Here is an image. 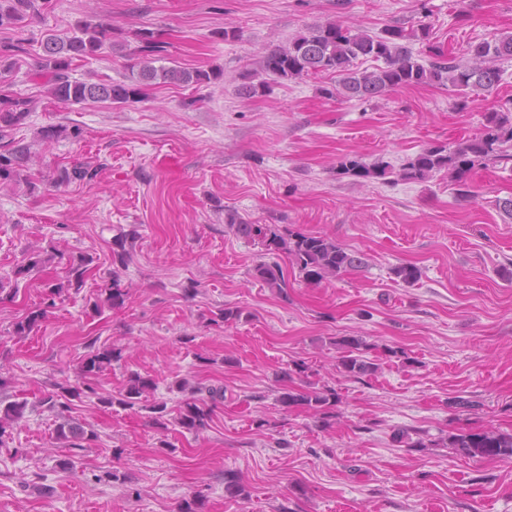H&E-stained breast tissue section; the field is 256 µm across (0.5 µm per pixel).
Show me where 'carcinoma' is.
I'll use <instances>...</instances> for the list:
<instances>
[{
  "label": "carcinoma",
  "instance_id": "1",
  "mask_svg": "<svg viewBox=\"0 0 512 512\" xmlns=\"http://www.w3.org/2000/svg\"><path fill=\"white\" fill-rule=\"evenodd\" d=\"M40 0H0V27L22 28L40 11ZM114 26L87 16L75 24L73 33L66 36L47 35L44 43L45 55L39 62L40 71L49 76L48 93L55 101L64 104H79L91 101H110L115 104H131L142 101L150 86L161 79L174 84H208L219 78L212 70L187 69L182 67H155L164 60L165 42L155 32L141 29L135 33L137 56L136 70L123 82L88 84L70 79L72 63L94 57L105 46H112ZM426 44L427 60L415 55L413 44ZM26 52L22 41L0 44V74L11 72L19 54ZM378 62L372 70H359L358 60ZM512 60V32L502 33L490 41L469 45L460 58L445 53L440 47L429 44V28L422 25L407 29L389 25L377 35H370L358 28L337 21L315 24L290 37L280 46L267 50L259 61V69L242 76L239 95L252 99L266 93L269 82L266 77L281 80H296L308 75L328 74L334 84L321 88L328 98L356 100L362 103L383 97L400 88L422 84L445 87L458 97L456 106L467 108L474 98L493 93L501 84L503 70L499 62ZM33 111L29 98L0 97V187L9 186L21 179V172L30 160V148L8 138L7 130L23 124ZM512 99L499 103L485 115L483 131L470 139L454 142L448 146H430L407 158L399 168L379 160L370 165L357 157L345 156L336 163V173L359 179L387 180L395 176L404 181H426L442 173L448 176L454 194L461 200L473 198L474 192L469 174L483 168L512 160ZM102 167L84 163L71 168H56L52 182L66 186L74 181L91 183L98 179ZM228 224L237 235L258 242L271 256L253 267V277L279 294L286 293V281L278 258L285 257L298 269L303 279L317 285L328 279H336L344 273L366 265L364 254L349 251L335 240L323 234L293 232L287 228H272L267 224H248L233 213L227 214ZM93 258H81L65 263V275L55 283L46 285L42 304L27 313L13 326V334L27 336L39 329L47 317L48 309L56 306L55 299L62 293L80 290L88 276ZM109 307L124 303L126 289L117 277H112L111 287L104 289ZM364 341L358 336H343L336 341L341 350L339 368L347 377L359 379L378 369L360 354ZM90 352L82 362L80 385H60L58 391L45 396L41 405L49 410L68 408L74 400L88 395L97 397L105 407L115 405L124 410L147 409L155 414V423L165 426L167 403H147V398L156 389L153 379L138 373L129 375L127 384L118 395L100 394L91 385L90 377L106 367L122 360V348L117 345L97 348L95 342L87 344ZM224 398L223 388L194 387L190 396L178 407V425L196 433L203 429L217 402ZM340 397L336 390L324 387L318 390L300 391L290 389L278 397L284 407L301 406L323 415L333 417ZM27 403L5 401L0 398V447L5 438L24 418ZM94 437L83 425L65 421L57 427V438L69 443L72 448ZM446 445L469 457L490 459L512 458V433L487 429L478 432H451Z\"/></svg>",
  "mask_w": 512,
  "mask_h": 512
}]
</instances>
